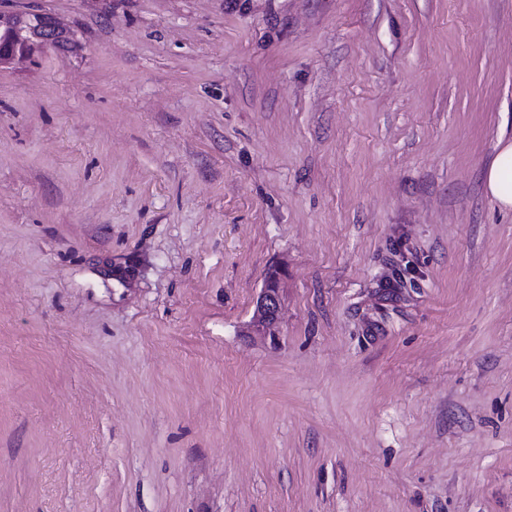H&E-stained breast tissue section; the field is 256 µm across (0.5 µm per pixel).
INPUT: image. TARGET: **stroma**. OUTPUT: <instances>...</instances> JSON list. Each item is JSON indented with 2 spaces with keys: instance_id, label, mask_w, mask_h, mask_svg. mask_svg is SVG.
<instances>
[{
  "instance_id": "stroma-1",
  "label": "stroma",
  "mask_w": 512,
  "mask_h": 512,
  "mask_svg": "<svg viewBox=\"0 0 512 512\" xmlns=\"http://www.w3.org/2000/svg\"><path fill=\"white\" fill-rule=\"evenodd\" d=\"M0 10V512H512V0ZM0 31L16 35L29 47V53L25 57H20L18 52L7 53L0 50V68H2L29 60L37 52L49 47L58 34L67 33L68 29L47 13L0 11ZM55 46L69 50L75 46V41L70 34L58 35ZM488 194L503 209H512V142L500 144L485 174ZM273 275L267 276L256 302L252 325L257 332L270 330L279 319L281 270L273 269Z\"/></svg>"
}]
</instances>
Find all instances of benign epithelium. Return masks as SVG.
Segmentation results:
<instances>
[{"mask_svg":"<svg viewBox=\"0 0 512 512\" xmlns=\"http://www.w3.org/2000/svg\"><path fill=\"white\" fill-rule=\"evenodd\" d=\"M0 31L16 35L29 47V53L25 57L17 52L0 51V68H2L29 60L37 52L49 47L58 34L67 32V28L47 13L0 11ZM280 279L281 270L273 269V275L265 279L257 299L252 325L259 333L273 327L279 319Z\"/></svg>","mask_w":512,"mask_h":512,"instance_id":"obj_1","label":"benign epithelium"}]
</instances>
